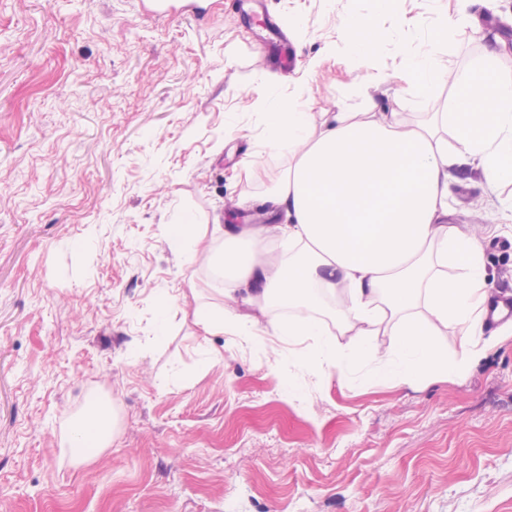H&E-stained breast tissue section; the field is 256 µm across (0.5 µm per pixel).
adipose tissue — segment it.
<instances>
[{"label": "adipose tissue", "mask_w": 512, "mask_h": 512, "mask_svg": "<svg viewBox=\"0 0 512 512\" xmlns=\"http://www.w3.org/2000/svg\"><path fill=\"white\" fill-rule=\"evenodd\" d=\"M355 54L374 66L381 35L369 20L344 22ZM505 41L490 40L483 58L454 89L448 111L434 122L408 124L401 113L375 118L366 109L342 110L312 130L306 89L268 103L264 142L269 153L287 152L288 172L261 207L283 214L282 224L215 226L201 247L184 255L208 269L220 295L240 297L241 308L214 310L188 289L164 309L190 308L205 335L237 342L289 344L288 356L315 379L367 369L371 378L400 384L422 377L460 375L481 357L478 340L493 300L482 243L448 225V182L477 167L488 184L512 179V68L502 66ZM432 54L407 55L401 79L424 95L442 82ZM287 241L272 258L266 244ZM454 274H447V267ZM343 296L333 313L346 343L319 320L327 299ZM459 326L461 358L441 354L439 327ZM386 337L376 350L377 337ZM114 412L88 409L68 426V445L93 428L106 446Z\"/></svg>", "instance_id": "1"}]
</instances>
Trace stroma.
<instances>
[{"label":"stroma","instance_id":"1","mask_svg":"<svg viewBox=\"0 0 512 512\" xmlns=\"http://www.w3.org/2000/svg\"><path fill=\"white\" fill-rule=\"evenodd\" d=\"M265 7L288 24L289 72L259 66L268 49L230 0L198 21L142 17L135 0H0V512H512L511 339L447 381L359 371L315 387L270 349L159 317L212 280L170 229L228 224L229 203L288 170L287 153H259L265 101L304 82L312 129L367 96L421 121L512 31V0H472L464 18L456 0ZM364 18L383 35L378 85L341 36ZM429 45L454 81L418 98L396 73ZM448 222L512 295V182L450 181ZM103 396L112 444L72 462L68 420Z\"/></svg>","mask_w":512,"mask_h":512}]
</instances>
